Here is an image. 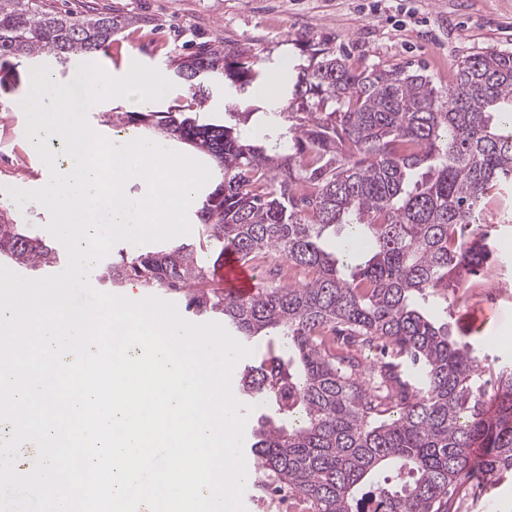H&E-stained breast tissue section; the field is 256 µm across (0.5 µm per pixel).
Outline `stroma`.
Wrapping results in <instances>:
<instances>
[{"label":"stroma","mask_w":512,"mask_h":512,"mask_svg":"<svg viewBox=\"0 0 512 512\" xmlns=\"http://www.w3.org/2000/svg\"><path fill=\"white\" fill-rule=\"evenodd\" d=\"M90 6L141 17L160 31L146 49L138 35L119 36L105 68L112 76L125 74L135 60L171 75V57L214 40L261 51L268 70L276 72L285 64L307 63L297 44L303 38L366 65L421 71L444 87L462 58L512 49V0H45L46 9L72 16ZM32 67H20L21 83L12 103L0 107V207L13 209L18 223L39 235L47 211L33 202L17 208L6 193L10 187L36 186L21 167L11 166L14 154L28 156L33 167L41 165L28 148L19 106L29 90ZM501 268L499 286L505 294L498 300L477 295L445 309L430 300L424 304L432 317L469 328L486 366L512 362V251L503 254Z\"/></svg>","instance_id":"1"}]
</instances>
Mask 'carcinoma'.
<instances>
[{
    "mask_svg": "<svg viewBox=\"0 0 512 512\" xmlns=\"http://www.w3.org/2000/svg\"><path fill=\"white\" fill-rule=\"evenodd\" d=\"M141 19L70 16L42 0H0V97L18 67L50 52L61 66L108 53ZM292 85L287 136L268 151L245 128L247 92L268 79L251 48L204 43L172 59L194 105L114 112L111 123L161 135L217 163L220 179L194 213L189 243L121 253L98 278L160 292L194 316L224 320L239 341L265 339L240 393L271 408L249 439L264 500L286 491L299 512H462L472 475L490 489L512 473V364L491 371L493 394L463 331L419 305L446 302L496 257L485 206L512 186V51L461 60L453 81L404 67H355L308 43ZM217 75L240 95L227 125L200 120ZM278 269L246 298L209 287L215 254ZM58 251L0 208V259L39 273ZM391 360L366 372L373 346Z\"/></svg>",
    "mask_w": 512,
    "mask_h": 512,
    "instance_id": "carcinoma-1",
    "label": "carcinoma"
}]
</instances>
